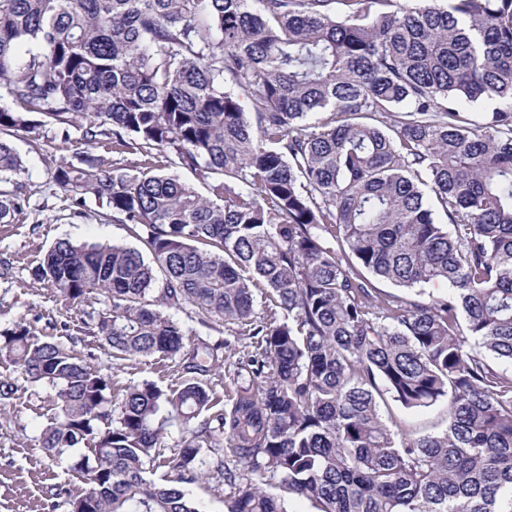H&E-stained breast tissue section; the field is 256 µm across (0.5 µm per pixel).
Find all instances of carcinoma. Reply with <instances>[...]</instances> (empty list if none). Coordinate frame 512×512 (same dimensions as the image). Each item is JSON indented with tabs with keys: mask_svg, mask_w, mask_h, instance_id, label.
I'll return each mask as SVG.
<instances>
[{
	"mask_svg": "<svg viewBox=\"0 0 512 512\" xmlns=\"http://www.w3.org/2000/svg\"><path fill=\"white\" fill-rule=\"evenodd\" d=\"M44 122L87 146L51 170L68 207L94 200L150 258L60 239L35 278L72 306L103 296L113 356L185 374L115 399L30 324L0 330V356L55 390L40 447H88L89 512H203L209 478L233 486L224 512H287L255 476L317 512H512V370L492 364L512 367V0H4L0 131ZM108 143L110 165L90 152ZM24 170L0 138L1 224ZM187 307L255 338L228 409L207 388L227 343L186 344L167 310ZM386 395L447 401L446 428L391 429ZM172 421L197 426L165 457Z\"/></svg>",
	"mask_w": 512,
	"mask_h": 512,
	"instance_id": "cac0c4a2",
	"label": "carcinoma"
}]
</instances>
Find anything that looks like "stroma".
I'll use <instances>...</instances> for the list:
<instances>
[{"mask_svg": "<svg viewBox=\"0 0 512 512\" xmlns=\"http://www.w3.org/2000/svg\"><path fill=\"white\" fill-rule=\"evenodd\" d=\"M78 138L77 131L66 134L50 125L30 134L8 136L25 161L22 180L27 185L28 202L13 223L0 224V261L12 265L10 279H0V329L26 321L38 335L61 343L121 386L147 381L165 389L178 387L183 377L174 362L155 357L114 358L111 349L89 333L88 315L104 308L103 296H91L81 307H71L33 276L43 254L61 238L87 244H137L127 225L103 218L95 201H88L81 215H73L64 192L50 181L52 161L76 162ZM172 316L187 340L226 341L224 366L211 376L209 385L217 395H234L241 385L236 378L238 363L255 351L251 338L215 323H198L186 310L173 311ZM56 412L51 388L27 382L13 363L0 359V512H68L67 504L55 498L54 487L65 486L75 495L88 489L87 480L72 468L85 454V447L52 459L39 446L38 438ZM380 412L388 425L425 433L444 429L447 404L441 401L407 410L388 401Z\"/></svg>", "mask_w": 512, "mask_h": 512, "instance_id": "1", "label": "stroma"}]
</instances>
